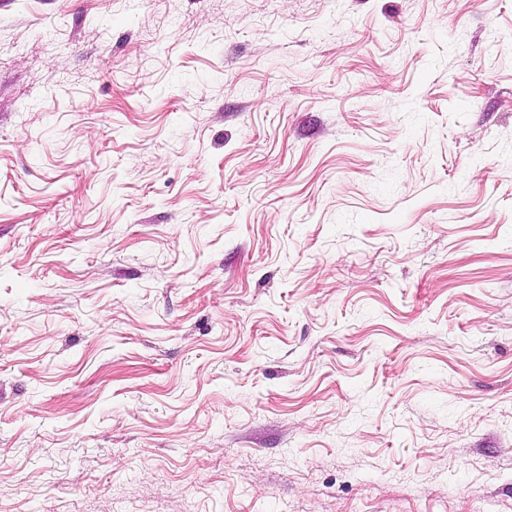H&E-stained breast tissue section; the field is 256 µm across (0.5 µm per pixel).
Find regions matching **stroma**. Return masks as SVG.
<instances>
[{
    "mask_svg": "<svg viewBox=\"0 0 512 512\" xmlns=\"http://www.w3.org/2000/svg\"><path fill=\"white\" fill-rule=\"evenodd\" d=\"M0 512H512V0H0Z\"/></svg>",
    "mask_w": 512,
    "mask_h": 512,
    "instance_id": "1",
    "label": "stroma"
}]
</instances>
